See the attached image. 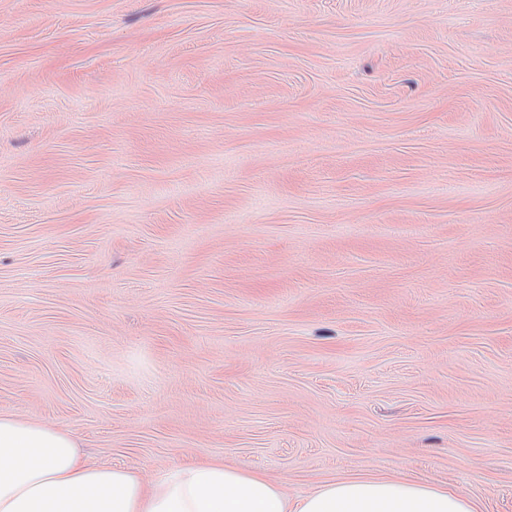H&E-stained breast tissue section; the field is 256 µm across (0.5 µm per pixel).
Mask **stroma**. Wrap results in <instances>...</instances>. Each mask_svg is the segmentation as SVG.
<instances>
[{
    "label": "stroma",
    "instance_id": "obj_1",
    "mask_svg": "<svg viewBox=\"0 0 512 512\" xmlns=\"http://www.w3.org/2000/svg\"><path fill=\"white\" fill-rule=\"evenodd\" d=\"M0 415L512 512V0H0Z\"/></svg>",
    "mask_w": 512,
    "mask_h": 512
}]
</instances>
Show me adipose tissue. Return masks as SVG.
Segmentation results:
<instances>
[{"instance_id": "1", "label": "adipose tissue", "mask_w": 512, "mask_h": 512, "mask_svg": "<svg viewBox=\"0 0 512 512\" xmlns=\"http://www.w3.org/2000/svg\"><path fill=\"white\" fill-rule=\"evenodd\" d=\"M0 512H476L461 493L406 478H348L288 498L261 474L180 464L144 484L137 466L83 460L75 436L0 415Z\"/></svg>"}]
</instances>
